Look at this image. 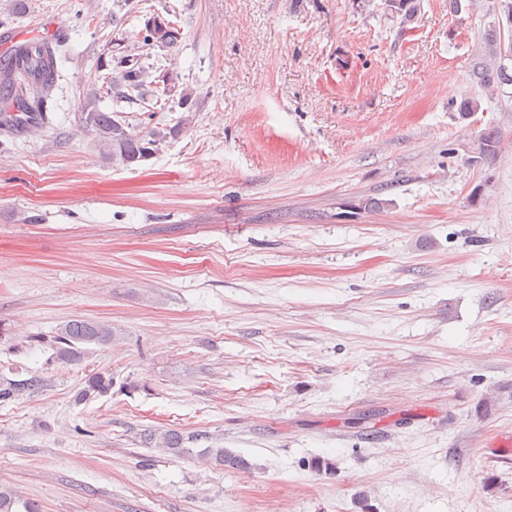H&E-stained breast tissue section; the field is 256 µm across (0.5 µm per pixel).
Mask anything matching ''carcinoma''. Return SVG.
<instances>
[{"label":"carcinoma","mask_w":512,"mask_h":512,"mask_svg":"<svg viewBox=\"0 0 512 512\" xmlns=\"http://www.w3.org/2000/svg\"><path fill=\"white\" fill-rule=\"evenodd\" d=\"M386 15L400 20L403 27L417 22L421 12V0H384ZM180 36L175 23L154 16L145 23L144 41L160 47L176 45ZM484 44L490 61L473 65L472 75L476 83L483 88H493L512 84V72L496 58L504 57V44L494 29L484 36ZM59 45L52 47L36 44L9 57L6 64V79L0 83V97L8 101L13 112L42 113L45 102L51 94L56 80V51ZM98 70H112L110 87L118 92L123 90L139 92L148 78V71L129 56L120 58L114 55L112 48L105 49L97 58ZM85 115L83 128L91 133L98 148L112 159L130 166L153 156L159 145L168 138L179 136L185 129L181 121L169 129L150 130L145 133L135 131L123 122L115 112H105L88 99L82 105ZM120 331L101 321L73 319L57 329L53 336H31L29 345L52 350L55 362L69 364L82 361L93 347H105L117 340ZM113 378L103 371L88 375L74 394L77 404L91 402L105 396L112 390ZM43 387V379L32 375L25 379L0 377V403H5L24 393H35ZM141 442L174 456L192 453L188 444L196 441V436L187 435L178 429L157 431L145 429L140 434ZM207 463L235 470L249 468V463L241 455L226 448H208L202 454ZM0 512H39L37 506L20 497L13 490L0 487Z\"/></svg>","instance_id":"carcinoma-1"}]
</instances>
